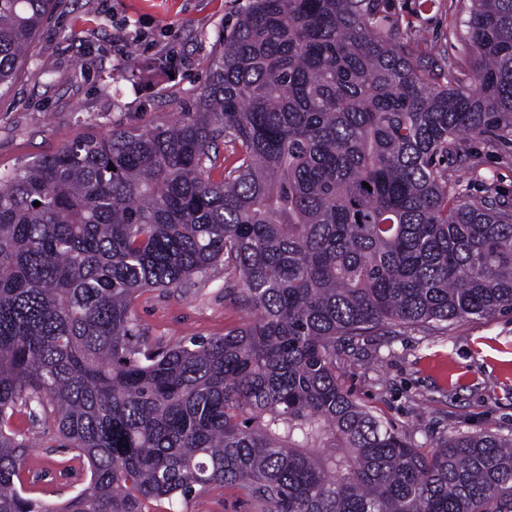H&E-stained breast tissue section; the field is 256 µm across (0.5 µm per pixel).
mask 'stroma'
<instances>
[{"instance_id": "1", "label": "stroma", "mask_w": 512, "mask_h": 512, "mask_svg": "<svg viewBox=\"0 0 512 512\" xmlns=\"http://www.w3.org/2000/svg\"><path fill=\"white\" fill-rule=\"evenodd\" d=\"M246 0H60L32 44L27 65L0 97V171L10 172L88 134L165 124L198 94L221 29L232 28ZM471 0H385L392 36L429 61L433 78L468 85L474 58L451 27L467 17ZM155 65L150 81L133 89L129 51ZM50 62L44 74L42 62ZM477 177L466 185L479 202L489 185L512 191V139H470ZM223 267L178 292L150 290L135 304L148 336L175 344L224 335L244 312L228 289ZM346 390L395 428L415 431L423 453L462 433L512 435V310L481 319L396 326L360 341L357 356L338 360ZM22 476L29 496L65 501L86 483L83 464L48 441L42 424ZM179 512H260L235 485H213L178 506Z\"/></svg>"}]
</instances>
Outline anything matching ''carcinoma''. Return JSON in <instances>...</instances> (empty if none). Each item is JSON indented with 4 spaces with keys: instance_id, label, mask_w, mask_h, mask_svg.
I'll return each instance as SVG.
<instances>
[{
    "instance_id": "cac0c4a2",
    "label": "carcinoma",
    "mask_w": 512,
    "mask_h": 512,
    "mask_svg": "<svg viewBox=\"0 0 512 512\" xmlns=\"http://www.w3.org/2000/svg\"><path fill=\"white\" fill-rule=\"evenodd\" d=\"M56 7L0 0V91ZM463 40L473 87L437 85L381 0H248L176 119L0 175V512H176L225 483L262 512H512V436L424 454L336 373L369 332L512 309V202L465 200L462 148L512 134V0H472ZM220 263L241 326L141 332L140 293ZM19 415L86 464L57 507L25 493Z\"/></svg>"
}]
</instances>
